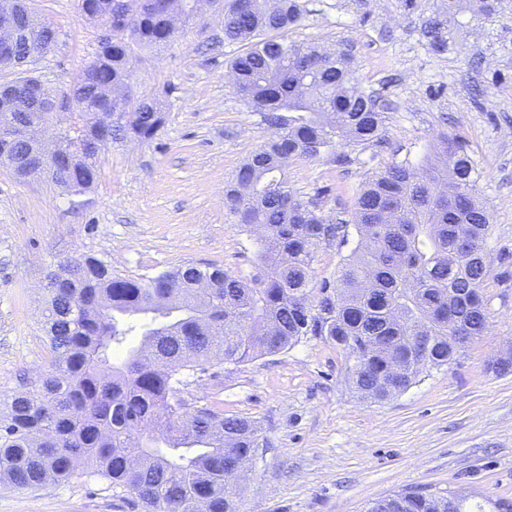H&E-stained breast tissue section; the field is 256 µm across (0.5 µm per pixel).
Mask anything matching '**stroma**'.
Listing matches in <instances>:
<instances>
[{
  "instance_id": "stroma-1",
  "label": "stroma",
  "mask_w": 512,
  "mask_h": 512,
  "mask_svg": "<svg viewBox=\"0 0 512 512\" xmlns=\"http://www.w3.org/2000/svg\"><path fill=\"white\" fill-rule=\"evenodd\" d=\"M289 36L349 49L361 86L392 100L384 141L351 146V165L328 156L293 159L289 185L322 195V211L352 207L363 181L395 162L435 160L439 133L464 139L491 214L483 296L487 329L443 370L405 391L360 399L345 351L317 338L238 365L191 376L183 397L246 417L261 445L240 479V512H364L369 502L427 489L496 512L512 501V372L494 362L512 350V0L494 21L464 25L451 50L426 47L422 17L438 0H300ZM78 0H34L57 30L34 66L55 95L73 85L100 30ZM219 5L182 24L175 41L138 53L135 78L157 96L167 121L149 140L114 143L99 155L90 190L69 195L45 179H18L0 164V399L45 372L42 286L52 262L85 254L114 272L148 277L190 261L245 279L259 271L255 230L224 208V184L270 136L260 113L233 89ZM0 512H144L104 480L77 474L39 489H0Z\"/></svg>"
}]
</instances>
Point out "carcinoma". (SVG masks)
Here are the masks:
<instances>
[{"mask_svg": "<svg viewBox=\"0 0 512 512\" xmlns=\"http://www.w3.org/2000/svg\"><path fill=\"white\" fill-rule=\"evenodd\" d=\"M192 0H96L86 19L112 27V54L93 53L72 86L80 106L59 121L67 142L150 139L166 122L154 95L134 82V48L174 40L171 13L194 18ZM501 0H440L423 18L427 47L448 51L460 17L487 19ZM303 19L298 0H224V39L242 44L229 62L235 91L277 130L239 167L224 190L232 221L263 225V273L235 277L210 264L187 263L153 277L129 278L94 256L56 262L48 275L43 327L49 369L14 395L0 413V482L40 488L69 480L85 467L116 496L135 495L145 512H238V489L225 473V441L235 451L260 447L255 423L224 416L181 396L183 376L212 361L240 364L286 351L308 336L332 341L353 360L350 381L364 398L407 389L427 368L455 360L448 336L481 335L482 293L490 214L475 195L478 163L457 136L440 135L441 158L425 168L395 163L358 191L353 210L324 215L288 182L293 158L322 154L344 165L336 144L376 145L384 139L390 101L356 84L344 49L308 47L288 38ZM22 36L54 31L36 12L21 15ZM110 87L112 126L95 113ZM47 122L38 112H0V126ZM18 177L35 170L31 146L0 138V153ZM99 155L83 151L65 168L41 175L69 192L93 186ZM358 247L334 278L317 279L323 241ZM209 278V297L194 282ZM143 315L141 341L119 364L107 352L131 331L125 316ZM366 512H448L436 493L399 492Z\"/></svg>", "mask_w": 512, "mask_h": 512, "instance_id": "cac0c4a2", "label": "carcinoma"}]
</instances>
